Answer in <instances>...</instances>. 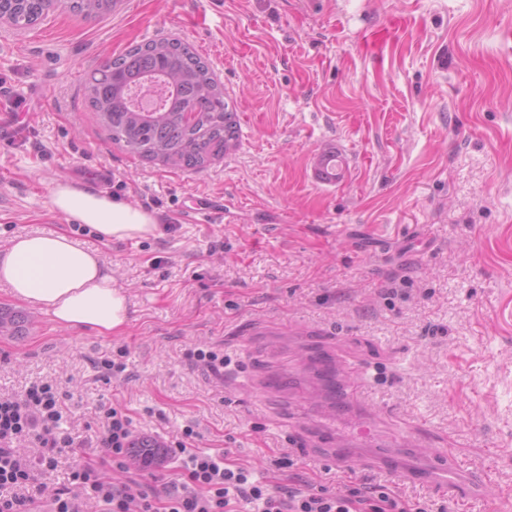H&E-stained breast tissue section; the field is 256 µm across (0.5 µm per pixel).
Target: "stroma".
<instances>
[{
  "mask_svg": "<svg viewBox=\"0 0 512 512\" xmlns=\"http://www.w3.org/2000/svg\"><path fill=\"white\" fill-rule=\"evenodd\" d=\"M161 36L208 62L238 115L235 147L198 172L113 144L84 93L90 70ZM0 86V249L67 230L129 304L103 338L0 282V307L28 317L24 335L0 334V392L56 383L81 443L48 492L101 453L112 406L135 437L167 445L192 425L196 447L229 449L255 479L287 478L273 461L289 451L335 487L343 466L311 432L326 401L305 397V357L338 344L369 369L367 447L420 414L429 442L490 475L471 512H512V0H118L94 19L0 27ZM331 151L345 164L324 183L314 158ZM99 174L175 231L105 243L53 214V183L91 189ZM201 197L220 206L212 223L186 218ZM274 329L287 347L270 346ZM197 347L223 351V370L186 359ZM105 357L125 371L105 377ZM272 367L293 393L248 389ZM347 467L457 512L450 493L360 455Z\"/></svg>",
  "mask_w": 512,
  "mask_h": 512,
  "instance_id": "35a3bbf8",
  "label": "stroma"
}]
</instances>
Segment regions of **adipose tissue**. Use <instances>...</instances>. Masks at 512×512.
<instances>
[{
  "instance_id": "1",
  "label": "adipose tissue",
  "mask_w": 512,
  "mask_h": 512,
  "mask_svg": "<svg viewBox=\"0 0 512 512\" xmlns=\"http://www.w3.org/2000/svg\"><path fill=\"white\" fill-rule=\"evenodd\" d=\"M53 212L92 228L104 241L155 233V216L116 197L63 181L50 196ZM0 281L14 297L51 313L67 328L99 336L120 333L127 323L126 292L99 255L78 247L62 231L20 235L0 250Z\"/></svg>"
}]
</instances>
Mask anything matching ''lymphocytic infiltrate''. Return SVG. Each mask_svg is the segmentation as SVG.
Listing matches in <instances>:
<instances>
[{
	"label": "lymphocytic infiltrate",
	"instance_id": "1",
	"mask_svg": "<svg viewBox=\"0 0 512 512\" xmlns=\"http://www.w3.org/2000/svg\"><path fill=\"white\" fill-rule=\"evenodd\" d=\"M65 405L51 382L34 383L15 395H0V512H85L95 501L102 512H431L385 485L349 478L330 490L321 482H257L250 468L232 460L228 450L191 447L198 434L185 426L182 440L169 446L182 464L164 492L135 479L113 482L112 465H123L131 446V418L117 407L104 413V455L86 458L72 471L67 486L43 501V476L55 471L62 453L75 445L59 432ZM36 443L34 452L22 442Z\"/></svg>",
	"mask_w": 512,
	"mask_h": 512
}]
</instances>
